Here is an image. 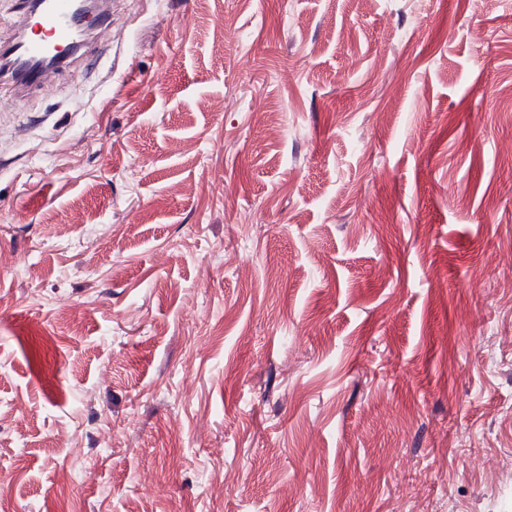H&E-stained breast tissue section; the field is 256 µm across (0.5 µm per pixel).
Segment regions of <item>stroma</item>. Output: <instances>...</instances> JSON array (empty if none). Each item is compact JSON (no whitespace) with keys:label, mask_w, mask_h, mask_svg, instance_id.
Returning <instances> with one entry per match:
<instances>
[{"label":"stroma","mask_w":512,"mask_h":512,"mask_svg":"<svg viewBox=\"0 0 512 512\" xmlns=\"http://www.w3.org/2000/svg\"><path fill=\"white\" fill-rule=\"evenodd\" d=\"M114 9L0 76V512H512V0Z\"/></svg>","instance_id":"35a3bbf8"}]
</instances>
